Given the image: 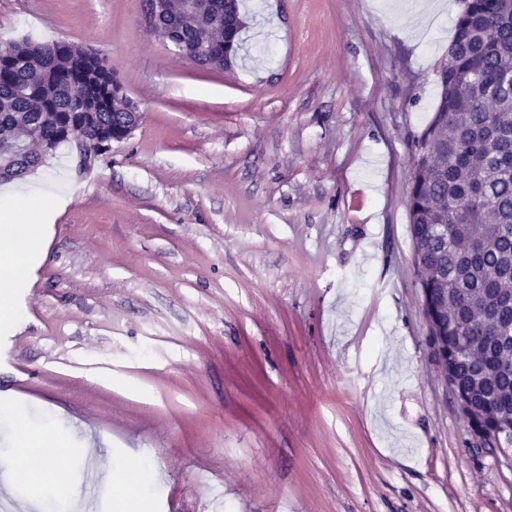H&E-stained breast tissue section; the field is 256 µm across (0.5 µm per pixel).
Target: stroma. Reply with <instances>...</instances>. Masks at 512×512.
Returning a JSON list of instances; mask_svg holds the SVG:
<instances>
[{
  "instance_id": "1",
  "label": "stroma",
  "mask_w": 512,
  "mask_h": 512,
  "mask_svg": "<svg viewBox=\"0 0 512 512\" xmlns=\"http://www.w3.org/2000/svg\"><path fill=\"white\" fill-rule=\"evenodd\" d=\"M462 0H243L207 71L143 0H0V44L88 47L143 119L18 190L67 196L0 322V407L65 441L69 512H512L427 344L407 196ZM229 1H230V3L228 5V7L234 13V15L236 17L237 30H236V34L233 39L225 41V54L230 59L231 65H232V67H229L225 63H223L222 66L224 67L225 72L229 71L231 68L233 69V67L236 64L237 57H238V51L240 49V35L245 28L244 16L240 10V3H239L240 0H229ZM134 476V480H131ZM109 478L114 491V508L116 512H140L144 511V500L128 494L133 485L145 488L148 480L146 471L134 462H127L109 473Z\"/></svg>"
}]
</instances>
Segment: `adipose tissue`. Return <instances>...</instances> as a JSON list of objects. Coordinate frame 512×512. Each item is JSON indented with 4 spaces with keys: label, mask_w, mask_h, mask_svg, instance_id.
<instances>
[{
    "label": "adipose tissue",
    "mask_w": 512,
    "mask_h": 512,
    "mask_svg": "<svg viewBox=\"0 0 512 512\" xmlns=\"http://www.w3.org/2000/svg\"><path fill=\"white\" fill-rule=\"evenodd\" d=\"M29 194L18 195L9 209L0 211V320H10L9 300L15 284L26 276L29 263L36 249L34 232L42 223L48 208L58 205V198L43 201L42 205L32 203ZM15 423V445L18 449L13 459L5 461L6 469L22 468V449L30 442H38L43 450V463L40 469L30 473V482L42 492L58 493L67 485L63 473L52 464L54 451L60 447L53 427L47 426L38 431L30 430L24 416L18 410H11ZM114 491L115 512H143V499L130 495L131 485L146 487L148 477L143 468L136 463L127 462L109 474Z\"/></svg>",
    "instance_id": "obj_1"
}]
</instances>
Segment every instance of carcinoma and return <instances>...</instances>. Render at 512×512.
Segmentation results:
<instances>
[{"instance_id":"carcinoma-1","label":"carcinoma","mask_w":512,"mask_h":512,"mask_svg":"<svg viewBox=\"0 0 512 512\" xmlns=\"http://www.w3.org/2000/svg\"><path fill=\"white\" fill-rule=\"evenodd\" d=\"M437 70L434 115L415 143L407 200L419 285L432 309L436 361L471 440L512 446V0H463ZM200 0L176 37L236 64L234 38ZM115 67L69 42L0 46V159L27 133L60 144L71 131L108 143L124 135Z\"/></svg>"}]
</instances>
